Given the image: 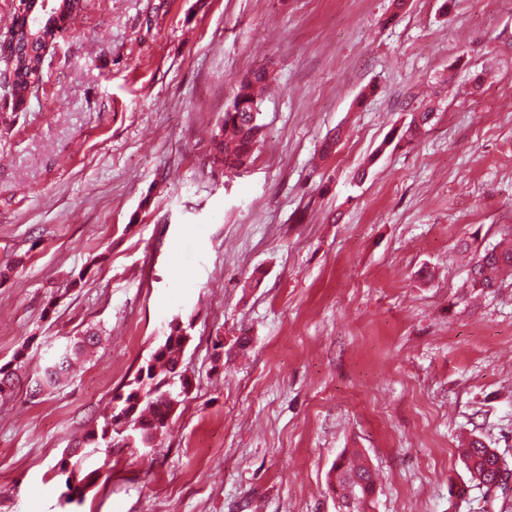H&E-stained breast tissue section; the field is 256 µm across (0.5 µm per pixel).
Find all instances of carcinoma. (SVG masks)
Here are the masks:
<instances>
[{
	"label": "carcinoma",
	"instance_id": "carcinoma-1",
	"mask_svg": "<svg viewBox=\"0 0 512 512\" xmlns=\"http://www.w3.org/2000/svg\"><path fill=\"white\" fill-rule=\"evenodd\" d=\"M47 21L42 27L30 28V35H21L16 44L0 45V54L9 50L16 55L14 70L24 85L39 77L43 65L40 52L44 49L42 35L53 28ZM273 81L272 73L259 67L242 76L236 86L232 105L213 136L214 160L230 171L245 168L259 142L258 96ZM512 268V228L502 232L501 240L483 251L472 265L466 288L490 292L500 287L501 273ZM101 336L93 330L56 347L49 356L32 368H27L24 350L16 351L13 359L0 364V396L11 395L21 387L19 370L26 369V392L36 397L62 385L73 360L99 344ZM190 341L188 327L179 319L167 323V332L150 358L140 366L124 388L112 396V407L102 421L75 439L53 467L62 491L59 504L66 507L82 502L88 488L94 486L108 466V459L98 454H112L114 445L133 451L155 448V440L166 433L177 408L185 401L191 387L187 369L182 365L183 351ZM471 478L478 484L494 481L498 457L485 443L471 439L460 449ZM332 490L339 491L343 504L339 512H367L374 493L372 470L358 452L342 453L330 471Z\"/></svg>",
	"mask_w": 512,
	"mask_h": 512
}]
</instances>
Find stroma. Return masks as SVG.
Wrapping results in <instances>:
<instances>
[{
	"label": "stroma",
	"mask_w": 512,
	"mask_h": 512,
	"mask_svg": "<svg viewBox=\"0 0 512 512\" xmlns=\"http://www.w3.org/2000/svg\"><path fill=\"white\" fill-rule=\"evenodd\" d=\"M85 4L22 102L0 87V364L105 339L0 400V512H336L347 448L369 512H512L458 455L476 435L512 468V279L462 288L512 226V0ZM265 64L264 138L225 173L212 133ZM175 315L168 432L60 510L53 466ZM101 336L97 331H86L84 336L74 337L56 347L48 344L53 351L41 362L26 372V393L36 397L62 385L66 380L73 360L78 359L89 349L99 344ZM330 479L333 492L338 490L343 501L336 512H367L374 493V478L357 451L347 456L344 450L331 468ZM350 497L352 506L347 503Z\"/></svg>",
	"instance_id": "stroma-1"
}]
</instances>
